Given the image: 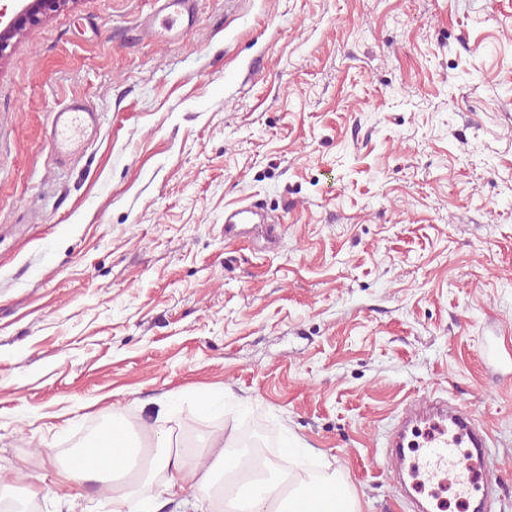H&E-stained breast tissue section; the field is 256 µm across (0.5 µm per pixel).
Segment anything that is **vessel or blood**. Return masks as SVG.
<instances>
[{
  "label": "vessel or blood",
  "mask_w": 512,
  "mask_h": 512,
  "mask_svg": "<svg viewBox=\"0 0 512 512\" xmlns=\"http://www.w3.org/2000/svg\"><path fill=\"white\" fill-rule=\"evenodd\" d=\"M195 0H154L153 17L146 22L147 35L182 32L194 19ZM98 125V114L82 102L74 101L58 109L52 124V144L58 156L75 154L79 144ZM255 206L238 207L224 213V233L233 235L238 225L252 223ZM413 415L428 423L430 431L417 459L418 470L430 484L451 483L464 500L474 501L475 512H493V498L487 482L478 480V471L495 465L490 438L477 425L472 409L450 406L439 400L415 403ZM468 443H461L460 434Z\"/></svg>",
  "instance_id": "1"
}]
</instances>
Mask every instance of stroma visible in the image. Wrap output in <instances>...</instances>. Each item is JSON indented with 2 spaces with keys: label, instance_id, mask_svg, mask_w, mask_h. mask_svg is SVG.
Wrapping results in <instances>:
<instances>
[{
  "label": "stroma",
  "instance_id": "obj_1",
  "mask_svg": "<svg viewBox=\"0 0 512 512\" xmlns=\"http://www.w3.org/2000/svg\"><path fill=\"white\" fill-rule=\"evenodd\" d=\"M152 11L70 0L0 60L10 494L109 512L55 478L116 415L185 448L259 421L359 512H414L386 436L437 394L512 512V0H195L171 41ZM74 100L98 129L62 159ZM252 202L268 224L225 239ZM98 126V112L81 101H73L55 112L52 144L58 156L70 157ZM255 205H247L224 213V235L232 236L237 230L238 224H257L253 217L258 215Z\"/></svg>",
  "mask_w": 512,
  "mask_h": 512
}]
</instances>
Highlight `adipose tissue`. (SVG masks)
Returning a JSON list of instances; mask_svg holds the SVG:
<instances>
[{"mask_svg":"<svg viewBox=\"0 0 512 512\" xmlns=\"http://www.w3.org/2000/svg\"><path fill=\"white\" fill-rule=\"evenodd\" d=\"M206 446L211 455L207 471L193 463L189 449L175 446L170 437L157 440L155 449L145 448L126 427L114 419L110 447L101 452L90 448L78 453L71 468L60 474L61 485L83 477L97 481L96 491L112 507V512H155V504L140 493L141 486L162 478L163 492L172 499L184 497L191 489L211 491L216 479L231 471L234 457L225 450L224 436L209 437ZM297 457L291 448H283L278 469L259 460L250 467L254 477L246 481L237 497L243 502L241 512H303L306 496H313L318 512H358L357 500L350 494H337L336 478L311 474L299 484L289 481V469Z\"/></svg>","mask_w":512,"mask_h":512,"instance_id":"adipose-tissue-1","label":"adipose tissue"}]
</instances>
